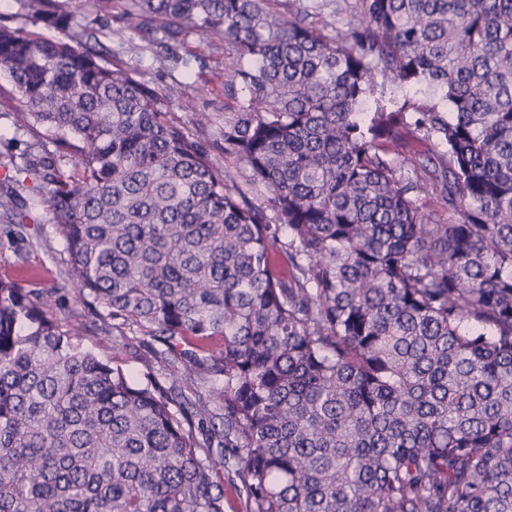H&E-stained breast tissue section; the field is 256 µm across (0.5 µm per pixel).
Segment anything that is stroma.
<instances>
[{"label": "stroma", "mask_w": 512, "mask_h": 512, "mask_svg": "<svg viewBox=\"0 0 512 512\" xmlns=\"http://www.w3.org/2000/svg\"><path fill=\"white\" fill-rule=\"evenodd\" d=\"M355 0H271L272 11L285 14L299 10L309 21L324 27L329 35L345 31ZM77 23L93 26L106 49L105 59L149 81L159 94L158 108L165 118L198 140L215 163L224 161V65L232 52L223 42H208L189 36L180 50L181 62L168 59L157 37L123 32L119 11L98 16L89 0H72ZM182 91L170 94L173 85ZM9 79L0 73V180L16 173L21 155L29 145L50 146L51 135L42 128L28 132L15 128L18 101L8 93ZM30 221L25 230L0 217V276L30 280L34 286L50 289L64 282L68 256L53 232L50 214L41 197L28 196ZM55 314L61 324L81 329L84 344L101 359L112 356V346L96 330L92 316L83 306L66 300Z\"/></svg>", "instance_id": "stroma-1"}]
</instances>
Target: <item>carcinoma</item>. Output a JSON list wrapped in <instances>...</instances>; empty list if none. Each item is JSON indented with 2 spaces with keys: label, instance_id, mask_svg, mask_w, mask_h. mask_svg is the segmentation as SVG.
<instances>
[{
  "label": "carcinoma",
  "instance_id": "1",
  "mask_svg": "<svg viewBox=\"0 0 512 512\" xmlns=\"http://www.w3.org/2000/svg\"><path fill=\"white\" fill-rule=\"evenodd\" d=\"M268 2L121 10L174 60L232 49L241 183L66 0L23 2L56 38L0 20L16 129L54 145L0 210L40 195L68 255L50 290L0 277V512H225L226 482L246 512H512V0H360L336 36ZM54 313L59 322L63 325H76L81 328L83 343L95 354L103 359L112 357V346L105 336L96 330L94 326V318L80 304H76L69 297L62 307L54 309Z\"/></svg>",
  "mask_w": 512,
  "mask_h": 512
}]
</instances>
